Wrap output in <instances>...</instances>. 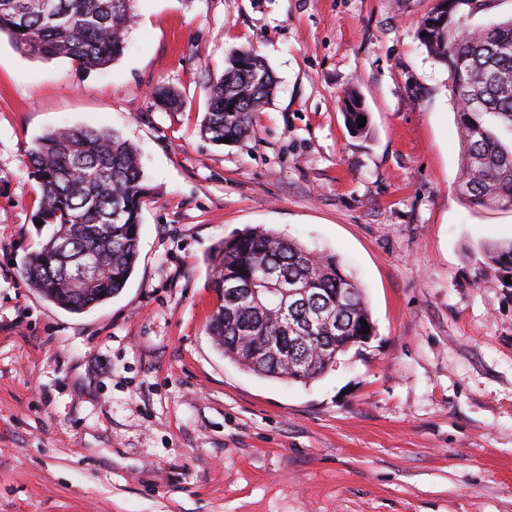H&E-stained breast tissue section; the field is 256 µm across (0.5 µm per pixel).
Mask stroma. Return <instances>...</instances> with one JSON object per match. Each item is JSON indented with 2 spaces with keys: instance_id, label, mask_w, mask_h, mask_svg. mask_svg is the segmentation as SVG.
I'll use <instances>...</instances> for the list:
<instances>
[{
  "instance_id": "obj_1",
  "label": "stroma",
  "mask_w": 512,
  "mask_h": 512,
  "mask_svg": "<svg viewBox=\"0 0 512 512\" xmlns=\"http://www.w3.org/2000/svg\"><path fill=\"white\" fill-rule=\"evenodd\" d=\"M430 7L136 0L100 70L0 35V512H512V288L478 271L512 209L458 188L448 71L417 38ZM234 49L276 90L217 146L200 124ZM159 87L185 107L159 108ZM64 125L118 131L150 189L131 278L82 313L21 275L52 233L26 156ZM259 225L336 254L366 293L373 337L306 385L208 333L212 260ZM358 100H360V99L356 93H354V92L349 93V95L347 96V99H346L343 116H344L345 123L347 124L349 129L354 134L362 135V134H366L368 131V117L365 112H361V110L358 109V107H357ZM349 107H352V110H349ZM359 116L366 117V124L364 127H361V128H358V125H357Z\"/></svg>"
}]
</instances>
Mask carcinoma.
Returning a JSON list of instances; mask_svg holds the SVG:
<instances>
[{
	"label": "carcinoma",
	"mask_w": 512,
	"mask_h": 512,
	"mask_svg": "<svg viewBox=\"0 0 512 512\" xmlns=\"http://www.w3.org/2000/svg\"><path fill=\"white\" fill-rule=\"evenodd\" d=\"M134 0H0V34L18 50L44 59L64 58L85 68H106L122 56L134 21ZM492 0H435L417 30L419 41L448 68L459 89L455 123L461 145L458 186L475 204L512 207V145L489 128L493 117L512 131V18L473 28L469 19ZM274 78L253 51H233L224 72L209 79L201 133L215 143L250 136ZM167 111L184 106L170 88L155 92ZM359 96H347L344 120L355 134ZM26 167L41 187L34 221L56 227L22 267V278L45 300L82 312L118 295L138 259L141 212L148 188L137 150L114 130L62 127L40 136ZM91 257L95 275L73 281L72 267ZM483 271L509 287L512 242L482 247ZM277 269L303 289L305 301L279 313V302L243 288L267 287ZM223 304L210 335L224 357L264 377L304 385L328 373L336 359L364 344L361 320L373 326L362 288L336 255L317 253L273 230L256 227L224 240L213 265Z\"/></svg>",
	"instance_id": "obj_1"
}]
</instances>
